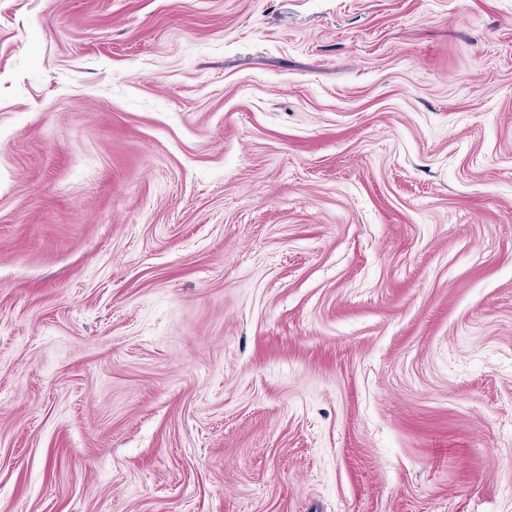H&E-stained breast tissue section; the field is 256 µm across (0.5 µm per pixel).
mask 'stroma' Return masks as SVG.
<instances>
[{"label":"stroma","instance_id":"1","mask_svg":"<svg viewBox=\"0 0 512 512\" xmlns=\"http://www.w3.org/2000/svg\"><path fill=\"white\" fill-rule=\"evenodd\" d=\"M0 512H512V0H0Z\"/></svg>","mask_w":512,"mask_h":512}]
</instances>
